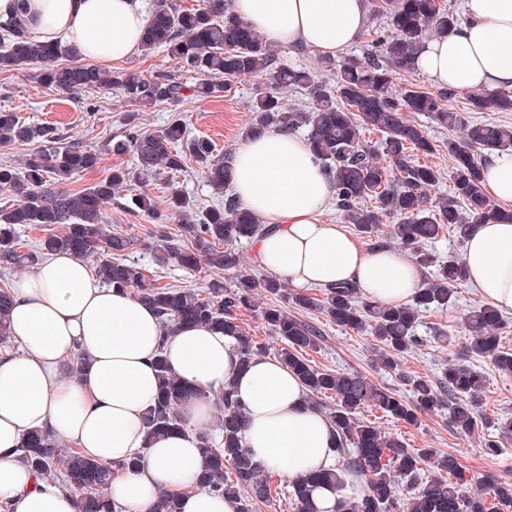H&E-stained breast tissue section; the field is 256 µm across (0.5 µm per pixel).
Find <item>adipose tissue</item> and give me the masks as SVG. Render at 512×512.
<instances>
[{"instance_id": "1", "label": "adipose tissue", "mask_w": 512, "mask_h": 512, "mask_svg": "<svg viewBox=\"0 0 512 512\" xmlns=\"http://www.w3.org/2000/svg\"><path fill=\"white\" fill-rule=\"evenodd\" d=\"M143 0H0V23L20 24L43 43L76 47L100 64L141 49L148 17ZM234 12L274 46H304L336 58L368 24L366 0H233ZM416 68L440 88L512 91V0H463V19L448 36L428 40ZM232 184L240 202L274 230L255 241L258 262L293 288L353 285L389 306L410 302L423 282L414 259L391 249L365 251L345 225L324 223L334 196L329 173L298 135L270 131L236 148ZM467 281L496 310L512 313V222L478 225L462 254ZM10 314L14 350L0 352V503L9 512H78L80 496L44 481L18 458L33 431L70 440L113 465L110 501L120 512H152L160 494L181 499L182 512H236L233 500L198 485L195 432L213 422L209 393L233 384L245 407L242 431L254 460L292 480L334 469L337 486L315 488V512L364 494L332 451L328 419L306 401L298 378L278 360L242 363L233 337L205 326L163 331L154 309L131 290L100 286L69 253H53L14 279ZM86 364L72 371L75 352ZM202 397L182 410L184 429L148 438L156 405L155 359Z\"/></svg>"}]
</instances>
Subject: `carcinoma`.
I'll use <instances>...</instances> for the list:
<instances>
[{
	"mask_svg": "<svg viewBox=\"0 0 512 512\" xmlns=\"http://www.w3.org/2000/svg\"><path fill=\"white\" fill-rule=\"evenodd\" d=\"M376 15L386 25L371 29L370 48L362 55H348L328 66H336V91L316 80L305 67L281 62L278 48L266 43L234 13L229 0H208L200 9L177 10L167 0H156L141 45L149 55L165 48L186 69L199 75L188 85L166 74L145 77L136 72L110 74L94 65L79 62L73 46L45 44L23 38L18 32H0V72L22 71L41 65L40 82L67 91L117 86L139 104H179L191 97H219L232 89V79L241 75L264 78L254 91L253 117L243 135L262 133L272 125L281 130L305 128L313 151L332 176L336 188V211L352 225L356 235L374 248L398 243L410 251L423 268H434L413 302L388 307L368 301L351 286L323 288L321 296L287 287L275 278H253L236 274L230 288L211 287V296L183 288L161 285L146 275V268L129 259L135 240L106 228L105 208L122 189L144 187L160 168L173 174L193 158L207 176L212 189L224 195L215 207H203L194 197L171 190L165 209L158 208L146 191L134 205L155 225L153 236L162 242L157 259L168 258L189 270L200 264L211 269L233 271L240 256L228 245L250 241L269 231L261 217L243 207L226 192L231 184L230 156L215 155L206 139L189 138L179 120L160 130L143 132L128 123L112 151H130L137 156L135 168H116L112 175L75 192L67 182L77 173L93 170L99 152L79 141L62 143L54 131L20 121L18 112L0 108V147L29 143L43 146L25 155L21 166L0 163V191L19 195L18 203L0 208V267L33 264L53 252H69L81 260L95 259L96 277L107 287L132 288L137 297L151 305L163 329L181 324L206 325L236 337L243 362L262 353L264 347L243 332L237 311L257 307L258 300L272 296L281 303L261 308L263 324L286 344L280 361L305 386L310 403L318 408L319 397L331 398L328 407L335 451L345 469L367 478V492L354 501H342L336 512H500L512 503V484L492 481L493 499L468 495V479L454 454L439 456L430 448H407L381 427L360 418L361 410L375 409L385 417L409 425L424 412L448 407V422L464 439L487 424L480 411L484 380L471 366L459 361L442 368L440 378H407L412 398L407 401L376 384L368 376L322 370L303 356L319 345L321 330L288 313V304L312 311L322 310L337 324L351 329H368L376 339L374 363L393 369L401 357L420 345L415 334L422 313L446 310L456 301L458 285L466 273L461 258L448 254L441 260L424 248V243L448 228L462 241L477 224L497 218L512 221V210L498 207L487 198L482 166L475 152L512 154V127L473 123L469 112H512V92L487 93L472 90L469 107L458 112L447 107V95L412 85L397 86V75L415 71L414 53L425 40L448 34L460 22L445 9L442 0H381ZM69 58L64 65L62 58ZM297 86L307 91L311 106L304 112L285 108L279 89ZM420 112L437 124L459 131L448 141L451 193L431 197L441 181V171L417 156L428 157L436 145L422 126L406 117ZM370 127L381 136L375 149L363 138ZM178 222L181 237L191 239L190 248L175 243L168 224ZM31 225L48 231L36 250L19 251L18 228ZM11 293L0 288V344L10 335ZM501 314L491 306L470 312L467 329L470 342L463 356L488 358L499 369L512 372V350L501 344L497 333ZM157 404L148 422L149 435L164 436L184 430L180 410L199 393L171 373L163 359L156 362ZM224 414L219 420L222 447L208 431L197 432L204 459L201 484L210 492L228 497L238 512H256L270 498L265 469L256 463L242 440L245 410L232 386L219 392ZM18 459L35 468L46 480L62 473V485L82 487L89 493L80 501L79 512H113L114 506L102 491L107 489L111 467L76 448L62 449L48 435L33 432L19 449ZM431 463L438 474L422 479L423 464ZM336 473L309 474L290 482L291 501L297 512H313L310 495L318 484L336 485ZM407 483L411 496L398 495L397 485Z\"/></svg>",
	"mask_w": 512,
	"mask_h": 512,
	"instance_id": "obj_1",
	"label": "carcinoma"
}]
</instances>
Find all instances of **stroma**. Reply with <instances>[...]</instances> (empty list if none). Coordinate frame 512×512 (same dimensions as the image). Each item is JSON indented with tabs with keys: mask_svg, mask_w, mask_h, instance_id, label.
I'll return each mask as SVG.
<instances>
[{
	"mask_svg": "<svg viewBox=\"0 0 512 512\" xmlns=\"http://www.w3.org/2000/svg\"><path fill=\"white\" fill-rule=\"evenodd\" d=\"M39 66L33 65L20 73L0 74V107L18 112L22 121L33 126H51L65 141H79L99 150L101 161L92 171L74 175L68 183L73 190H82L107 177L113 169L131 167L137 162L133 153L121 155L107 150L106 144L120 136L128 120H135L147 131L160 129L174 120H181L192 136L210 138L219 153L234 152L242 139V131L252 118L249 104L256 77L233 79L230 93L221 97H195L179 105L168 103L142 107L130 102L117 88L95 89L80 93L46 87L38 79ZM178 188L210 205L218 202V195L208 186L205 176L195 162H187L184 172L172 175L158 172L150 180L147 191L156 205H163L171 188ZM130 191H122L106 209L109 230L136 238L131 258L139 260L150 278L176 288H193L208 294L211 283H230L232 273L199 266L185 270L175 262L162 263L155 259L154 240L150 236V222L136 209ZM483 300L468 282H461L455 306L444 311H430L422 315L417 333L424 343L399 362L397 369L376 365L370 348L372 335L365 330H354L336 325L327 316L312 310H298L299 318L318 325L323 333L319 348L307 351L306 357L314 366L336 372H360L375 383L408 395L402 375L436 378L442 367L456 361L469 336L464 321L474 307ZM472 368L485 378L483 414L488 418L512 416V373L497 369L490 359L471 360ZM364 421L378 422L386 432L397 436L407 447L430 448L437 454L458 456L473 488L490 492L489 477L512 481V436H500L498 431L485 428L481 435L497 439L501 445L499 456L483 454L479 437L462 439L448 422L444 410L420 416L417 424L409 425L395 420L376 418L373 411L362 412Z\"/></svg>",
	"mask_w": 512,
	"mask_h": 512,
	"instance_id": "35a3bbf8",
	"label": "stroma"
}]
</instances>
